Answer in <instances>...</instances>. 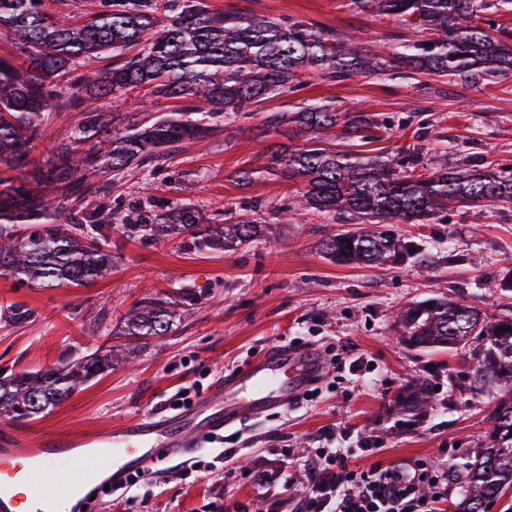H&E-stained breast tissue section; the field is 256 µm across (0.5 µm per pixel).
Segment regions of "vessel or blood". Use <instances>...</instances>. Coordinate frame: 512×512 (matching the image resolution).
Segmentation results:
<instances>
[{"instance_id":"1","label":"vessel or blood","mask_w":512,"mask_h":512,"mask_svg":"<svg viewBox=\"0 0 512 512\" xmlns=\"http://www.w3.org/2000/svg\"><path fill=\"white\" fill-rule=\"evenodd\" d=\"M320 359L277 344L249 365L225 375L216 392L191 412L163 420L139 418L101 432L97 451L81 436H47L37 447H0V512H16L22 501L52 499L56 512H82L92 485L119 488L148 471L160 452L186 456L200 438L258 419L271 406L295 404L321 376Z\"/></svg>"}]
</instances>
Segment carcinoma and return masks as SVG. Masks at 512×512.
I'll return each mask as SVG.
<instances>
[{"label": "carcinoma", "mask_w": 512, "mask_h": 512, "mask_svg": "<svg viewBox=\"0 0 512 512\" xmlns=\"http://www.w3.org/2000/svg\"><path fill=\"white\" fill-rule=\"evenodd\" d=\"M90 19L63 22L46 0H0V36L14 55L0 56V275L31 287L82 286L112 271V236L144 241L176 239L185 251L234 252L265 231L262 222L239 215L206 217L187 202L144 195L126 206L108 203L95 177L157 169L179 147L210 132L208 119L240 112L288 92L301 78L341 82L378 73L386 62L336 33L299 21L212 12L204 0H91ZM361 11L392 17L419 34L396 58L416 72L495 78L512 70V33L486 12L512 10V0H350ZM107 60L71 102L83 118L72 139L52 149L45 168L32 165L48 109L58 105L61 81L91 59ZM145 90L187 106L150 123L113 128L86 103ZM271 126L297 124L306 136L298 149L271 151L280 175L301 189L296 204L332 213L355 226L326 236L324 257L344 266L399 263L419 245L381 225L430 224L458 206L512 203V163L475 169L448 163V154L419 174L415 149L400 159L382 153L354 155L325 146L340 129L365 140L378 123L366 112H338L326 104L300 112H276ZM98 203L91 207L88 200ZM33 317L22 304L7 309L5 322ZM181 318L175 303L144 300L123 319L120 335L131 341L100 346L66 364L0 378V422L25 423L67 400L83 383L112 369L114 359H133L139 339L165 336ZM408 346L419 350L471 348L474 379L502 392L484 441L472 451L469 480L455 512H484L512 489V316L489 317L467 299L431 298L400 311ZM431 393L416 383L399 399L400 409L420 410Z\"/></svg>", "instance_id": "cac0c4a2"}]
</instances>
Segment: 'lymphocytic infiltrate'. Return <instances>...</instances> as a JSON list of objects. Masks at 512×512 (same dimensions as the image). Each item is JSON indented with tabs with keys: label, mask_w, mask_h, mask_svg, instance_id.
I'll use <instances>...</instances> for the list:
<instances>
[{
	"label": "lymphocytic infiltrate",
	"mask_w": 512,
	"mask_h": 512,
	"mask_svg": "<svg viewBox=\"0 0 512 512\" xmlns=\"http://www.w3.org/2000/svg\"><path fill=\"white\" fill-rule=\"evenodd\" d=\"M363 448H320L297 512H442L450 467L389 468L357 473L350 462Z\"/></svg>",
	"instance_id": "obj_1"
}]
</instances>
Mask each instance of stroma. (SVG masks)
Segmentation results:
<instances>
[{
    "instance_id": "35a3bbf8",
    "label": "stroma",
    "mask_w": 512,
    "mask_h": 512,
    "mask_svg": "<svg viewBox=\"0 0 512 512\" xmlns=\"http://www.w3.org/2000/svg\"><path fill=\"white\" fill-rule=\"evenodd\" d=\"M206 2L213 12L289 17L340 37L354 34L384 57L411 36L398 20L357 10L348 0ZM312 103L384 121L382 145L392 152L415 143L427 160L444 150L449 159L470 164L512 163V72L475 82L402 67L340 83L309 79L248 111L213 119L208 137L180 148L159 169L132 179L111 176L109 196L116 203L150 192L192 201L207 216L223 219L259 202L269 239L227 254L187 252L175 240L147 243L116 229L112 273L96 283L36 288L0 275V311L13 303L34 311L19 326L0 320V370L9 375L116 344L110 331L136 302L171 300L179 288L191 293L180 321L168 335L146 339L135 366L95 378L46 416L12 425V432L30 444L43 434L90 438L130 417L176 414L274 343L314 351L326 369L314 383L316 398L288 410L269 408L233 429L230 443L205 444L188 458L157 463L140 476L139 490L122 496L99 490L85 512H293L309 473L289 469L288 458L310 457L343 435L369 442L370 452L354 461L365 472L453 460L459 478L448 484L447 512L459 500L496 396L474 381L469 354L407 348L394 316L410 302L448 295L473 299L491 314H512V296L496 286L500 274L512 270V204L460 207L433 224L396 225V232L421 239L425 268L329 262L319 242L339 223L307 209L285 224L272 217L296 187L278 175L268 147H297L304 139L288 125L272 129L267 119ZM175 107L168 99L143 102L135 94L98 102L103 115L138 123ZM243 168L257 171L256 185L237 184ZM355 360L362 369L349 371ZM416 378L433 388L432 402L419 415H398L394 400Z\"/></svg>"
}]
</instances>
